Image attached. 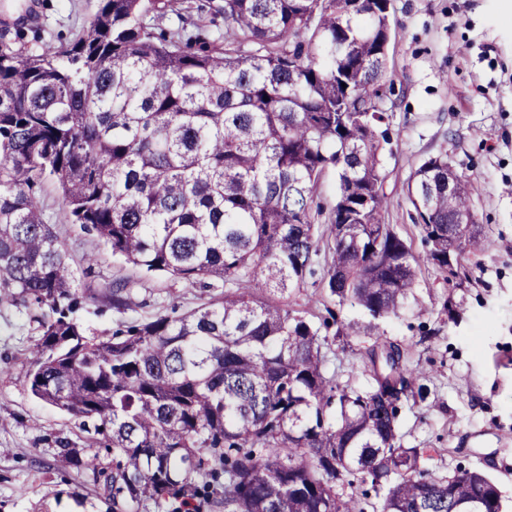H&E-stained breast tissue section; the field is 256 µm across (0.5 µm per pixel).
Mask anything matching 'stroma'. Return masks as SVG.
I'll return each mask as SVG.
<instances>
[{
    "label": "stroma",
    "instance_id": "stroma-1",
    "mask_svg": "<svg viewBox=\"0 0 512 512\" xmlns=\"http://www.w3.org/2000/svg\"><path fill=\"white\" fill-rule=\"evenodd\" d=\"M98 6L99 0H0V37L13 38L21 25L39 32V48L54 50L74 40ZM393 8L384 221L413 254H424L408 185L426 159L444 154L476 187L472 205L489 246L471 254L457 287L421 263L397 315L374 321L361 308L334 305L337 321L361 328L373 322L379 334L329 340L326 370L340 382L369 387V350L380 340L400 345L403 365L423 372L422 393L401 403L404 446L427 449L426 468L442 474L461 467L489 472L512 512V0H393ZM38 196L77 276L84 298L78 318L89 335L203 302L199 288L143 276L113 258L94 233L68 223L53 182ZM122 278L133 285L120 312L110 286ZM36 336L35 322L0 305V512H112L91 472L58 460L57 441L86 445L78 420L26 388Z\"/></svg>",
    "mask_w": 512,
    "mask_h": 512
}]
</instances>
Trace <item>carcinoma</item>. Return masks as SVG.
Masks as SVG:
<instances>
[{
	"label": "carcinoma",
	"instance_id": "carcinoma-1",
	"mask_svg": "<svg viewBox=\"0 0 512 512\" xmlns=\"http://www.w3.org/2000/svg\"><path fill=\"white\" fill-rule=\"evenodd\" d=\"M392 0H99L53 52L0 41V304L39 337L26 386L112 452L59 442L112 512H503L480 469L435 475L398 433L416 372L371 349L373 385L327 373L321 325L288 302L315 274L340 304L398 313L419 262L454 282L479 239L473 183L428 158L408 193L424 258L383 223ZM173 16L178 24L156 20ZM328 169L334 204H314ZM50 180L72 224L146 274L209 292L179 317L87 336L69 256L43 220ZM471 225L460 223L462 215ZM457 259L448 264V247ZM126 283L112 305L129 304ZM390 392L392 400L382 401Z\"/></svg>",
	"mask_w": 512,
	"mask_h": 512
}]
</instances>
